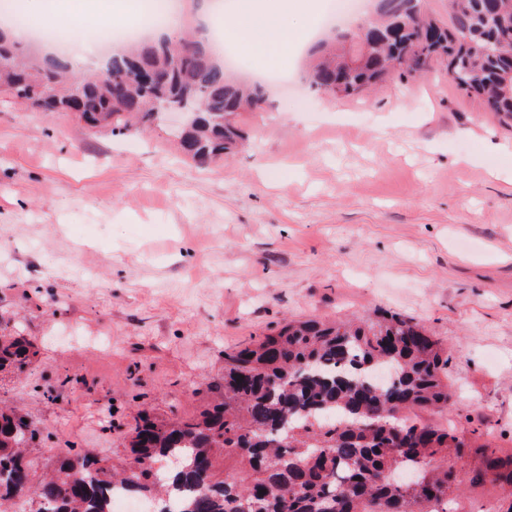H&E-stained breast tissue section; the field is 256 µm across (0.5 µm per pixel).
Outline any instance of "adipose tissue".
Segmentation results:
<instances>
[{
	"label": "adipose tissue",
	"instance_id": "1",
	"mask_svg": "<svg viewBox=\"0 0 512 512\" xmlns=\"http://www.w3.org/2000/svg\"><path fill=\"white\" fill-rule=\"evenodd\" d=\"M315 17L314 0H234L224 14V40L268 63L300 45Z\"/></svg>",
	"mask_w": 512,
	"mask_h": 512
}]
</instances>
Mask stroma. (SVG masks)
Returning <instances> with one entry per match:
<instances>
[{
	"mask_svg": "<svg viewBox=\"0 0 512 512\" xmlns=\"http://www.w3.org/2000/svg\"><path fill=\"white\" fill-rule=\"evenodd\" d=\"M18 0L70 55L96 0ZM306 46L270 67L245 141L216 162L183 156L162 118L144 133L92 128L0 93V333L36 347L0 377V402L40 430L39 470L72 451L114 461L140 409L192 417L226 353L284 320L397 313L450 349L448 409L512 455V119L446 69L357 98L310 88ZM57 389V402L45 390ZM478 455L458 460L451 512H512Z\"/></svg>",
	"mask_w": 512,
	"mask_h": 512,
	"instance_id": "35a3bbf8",
	"label": "stroma"
}]
</instances>
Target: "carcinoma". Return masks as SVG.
Segmentation results:
<instances>
[{
  "label": "carcinoma",
  "instance_id": "obj_1",
  "mask_svg": "<svg viewBox=\"0 0 512 512\" xmlns=\"http://www.w3.org/2000/svg\"><path fill=\"white\" fill-rule=\"evenodd\" d=\"M422 0H376L366 51L343 38L318 42L309 54L311 87L350 98L391 77H425L444 62L465 95L483 97L512 118V0H467L448 24L426 15ZM157 75L115 93L112 82L82 78L78 119L91 127L128 129L157 118L154 101L200 91L192 121L173 129L182 153L200 163L233 153L242 140L236 117L265 101L261 85L224 70L207 43L168 46L149 39L112 55V70ZM67 57L24 48L0 26V92L21 102L51 84L59 106L73 97ZM36 355L22 336L0 335V371H21ZM451 351L422 324L400 315L360 323L287 320L279 329L224 355V381L192 418L158 419L144 412L129 430L132 461L117 471L80 451L37 475L25 448L40 431L24 414L0 408V512L32 494L39 512H112L122 486L153 501L187 489L179 512H448L460 483L448 454L473 448L485 475L512 484V456L503 459L469 433L422 420L448 407ZM177 461L164 471L160 464Z\"/></svg>",
  "mask_w": 512,
  "mask_h": 512
}]
</instances>
